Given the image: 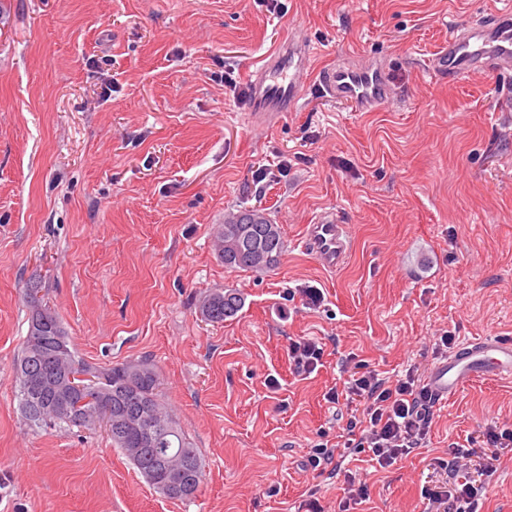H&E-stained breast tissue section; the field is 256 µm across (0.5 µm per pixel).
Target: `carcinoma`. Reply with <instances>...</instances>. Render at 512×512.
<instances>
[{
  "label": "carcinoma",
  "instance_id": "1",
  "mask_svg": "<svg viewBox=\"0 0 512 512\" xmlns=\"http://www.w3.org/2000/svg\"><path fill=\"white\" fill-rule=\"evenodd\" d=\"M215 251L228 268L267 271L280 264L285 241L282 227L260 209L243 207L224 216ZM39 289L25 293L27 331L15 361L14 382L27 425L35 428L64 426L93 429L102 422L112 443L120 448L147 482L171 499L194 497L202 478V460L169 413L160 395V377L148 360L125 361L108 367L76 358L57 313L37 297ZM243 297L233 289H215L199 304L204 320L222 323L243 308ZM66 369L95 400H62L56 387L58 373ZM182 468L180 479L187 492L168 485L169 466Z\"/></svg>",
  "mask_w": 512,
  "mask_h": 512
}]
</instances>
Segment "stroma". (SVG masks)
Returning <instances> with one entry per match:
<instances>
[{"mask_svg": "<svg viewBox=\"0 0 512 512\" xmlns=\"http://www.w3.org/2000/svg\"><path fill=\"white\" fill-rule=\"evenodd\" d=\"M489 0H0V512H423L436 461L512 428V381L482 378L434 408L388 470L367 454L308 464L352 416L328 403L349 361L427 370L437 341L512 337V73L442 80L425 64ZM318 46L311 75L371 58L392 102L358 112L310 87L261 131L249 69L285 32ZM284 232L280 264L225 268L228 212ZM352 251L326 271L301 245L326 212ZM79 358H146L204 471L192 500L153 489L105 430L30 429L13 382L29 282ZM216 288L245 299L204 321ZM320 289L319 305L305 291ZM312 338L323 365L294 374ZM278 388H270V379ZM481 512H512L502 456ZM367 487L346 506V473ZM320 342L313 339L299 338L292 340L288 356L292 360L294 370L298 376L308 377L319 365H323V347H319Z\"/></svg>", "mask_w": 512, "mask_h": 512, "instance_id": "35a3bbf8", "label": "stroma"}]
</instances>
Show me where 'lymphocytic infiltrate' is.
<instances>
[{
	"label": "lymphocytic infiltrate",
	"mask_w": 512,
	"mask_h": 512,
	"mask_svg": "<svg viewBox=\"0 0 512 512\" xmlns=\"http://www.w3.org/2000/svg\"><path fill=\"white\" fill-rule=\"evenodd\" d=\"M358 404L360 416L351 419L346 428L344 448L371 453L381 469L392 467L398 459L421 447L428 435L435 401L426 389L417 368L386 381L370 371L349 370L342 389H330L328 402L339 398ZM481 443L489 450L487 461L474 462L475 452L455 445L438 465L448 472L447 483L423 490L432 512H480L479 500L485 484L491 482L495 463L512 453V429L487 427Z\"/></svg>",
	"instance_id": "obj_1"
}]
</instances>
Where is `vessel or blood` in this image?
I'll list each match as a JSON object with an SVG mask.
<instances>
[{"label":"vessel or blood","mask_w":512,"mask_h":512,"mask_svg":"<svg viewBox=\"0 0 512 512\" xmlns=\"http://www.w3.org/2000/svg\"><path fill=\"white\" fill-rule=\"evenodd\" d=\"M317 53L311 42L288 36L248 75V121L263 129L268 121L291 111L304 97L310 61ZM512 71V6L489 12L471 25L448 32V44L431 58L433 75L459 77L476 71ZM323 97L374 112L390 100L388 74L377 62L342 63L326 72ZM303 248L328 270L343 265L351 250L347 225L329 214L308 225ZM481 377L512 380V338L486 336L463 340L427 372L425 385L439 400L457 394Z\"/></svg>","instance_id":"1"}]
</instances>
